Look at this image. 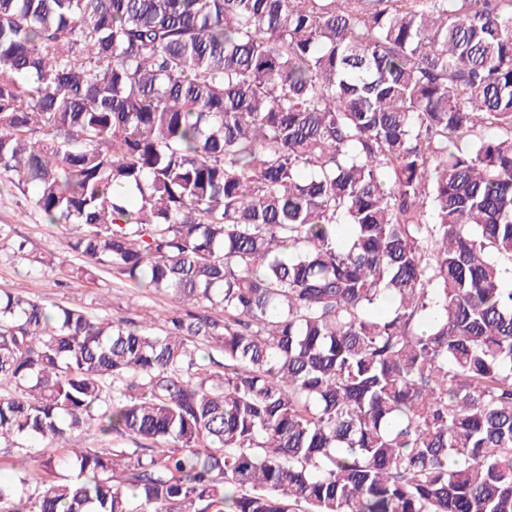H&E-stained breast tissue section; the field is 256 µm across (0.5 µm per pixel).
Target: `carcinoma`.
I'll list each match as a JSON object with an SVG mask.
<instances>
[{
  "label": "carcinoma",
  "instance_id": "carcinoma-1",
  "mask_svg": "<svg viewBox=\"0 0 512 512\" xmlns=\"http://www.w3.org/2000/svg\"><path fill=\"white\" fill-rule=\"evenodd\" d=\"M0 179L178 303L0 290V512H512V0H0Z\"/></svg>",
  "mask_w": 512,
  "mask_h": 512
}]
</instances>
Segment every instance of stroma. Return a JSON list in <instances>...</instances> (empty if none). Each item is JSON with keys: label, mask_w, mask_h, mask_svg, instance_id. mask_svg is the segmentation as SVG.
<instances>
[{"label": "stroma", "mask_w": 512, "mask_h": 512, "mask_svg": "<svg viewBox=\"0 0 512 512\" xmlns=\"http://www.w3.org/2000/svg\"><path fill=\"white\" fill-rule=\"evenodd\" d=\"M0 227L9 233L10 245L0 247V290L18 291L46 304L77 303L106 318H139L149 313L166 318L175 303L165 296H151L126 281L101 275L87 285L67 278L59 267H32L27 255L53 250L60 258L71 259L68 247L72 227L49 224L45 216L8 182L0 181ZM22 241L25 253L14 252L11 244Z\"/></svg>", "instance_id": "stroma-1"}]
</instances>
